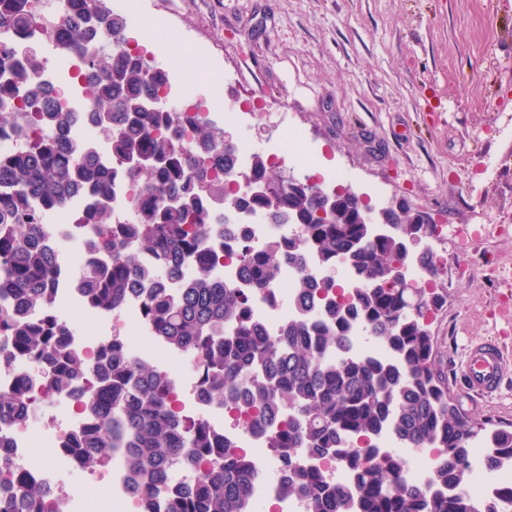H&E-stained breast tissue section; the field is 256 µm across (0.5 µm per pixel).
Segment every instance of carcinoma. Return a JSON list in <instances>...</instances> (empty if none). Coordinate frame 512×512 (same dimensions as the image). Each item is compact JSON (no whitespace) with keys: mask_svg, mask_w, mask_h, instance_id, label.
I'll list each match as a JSON object with an SVG mask.
<instances>
[{"mask_svg":"<svg viewBox=\"0 0 512 512\" xmlns=\"http://www.w3.org/2000/svg\"><path fill=\"white\" fill-rule=\"evenodd\" d=\"M59 12L56 50L88 71L93 119L110 157L70 133V113L38 92L45 67L38 41L20 46L25 63L0 68V123L19 136L47 121L55 131L0 161V329L59 388L96 372L100 393L84 403L87 425L64 447L89 465L120 453L143 490L141 512H152L151 496L163 491L168 512H252L251 487L265 476L236 437L181 420L166 378L132 357L121 337L102 345L93 365L69 345L52 295L57 249L43 243L41 214L88 192L85 219L106 259H90L77 281L85 298L111 312L140 295L154 336L194 361L200 394L263 432L279 460L283 496L302 500L306 512H504L512 485L491 497L471 492V455L482 428L448 397L437 369L429 326L442 269L425 246L437 225L404 204L376 207L342 185H292L260 153L240 168L238 141L224 142V131L205 116L180 117L162 105L167 72L141 53L94 42L106 30L128 44L125 15L106 0H63ZM35 27L16 0H0L1 32ZM185 122L192 144L183 139ZM243 170L259 191L234 189ZM118 181L139 191L131 224L112 222ZM229 203L294 232H273L255 246L242 228L229 249L226 231L211 220L213 207ZM127 243L157 263L140 264ZM188 262L193 276L181 281ZM222 263L236 267L238 280H219ZM287 263L298 270L290 298L297 314L272 335L252 305L258 297L279 302ZM338 265L348 272L344 284L332 276ZM412 266L420 270L416 278ZM26 310L48 320L31 321ZM355 337L384 355L347 353ZM29 401L23 381L0 393V423L24 425ZM383 437L392 447H379ZM486 444V477L512 469L511 430L492 432ZM396 446L430 451L422 479L405 477ZM326 460L346 469V478L326 481L318 469ZM177 464L203 468L189 496L170 492ZM12 493L28 512L49 510L43 492L20 476Z\"/></svg>","mask_w":512,"mask_h":512,"instance_id":"carcinoma-1","label":"carcinoma"}]
</instances>
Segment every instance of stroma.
Returning a JSON list of instances; mask_svg holds the SVG:
<instances>
[{
    "label": "stroma",
    "instance_id": "1",
    "mask_svg": "<svg viewBox=\"0 0 512 512\" xmlns=\"http://www.w3.org/2000/svg\"><path fill=\"white\" fill-rule=\"evenodd\" d=\"M153 16L150 49L207 51L194 95L210 119L261 154L291 132L280 173H343L435 218L446 259L430 331L448 395L486 429L512 430V380L469 394L467 347L499 339L512 356V0H135Z\"/></svg>",
    "mask_w": 512,
    "mask_h": 512
}]
</instances>
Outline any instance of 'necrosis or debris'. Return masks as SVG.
I'll return each mask as SVG.
<instances>
[{"label": "necrosis or debris", "instance_id": "obj_1", "mask_svg": "<svg viewBox=\"0 0 512 512\" xmlns=\"http://www.w3.org/2000/svg\"><path fill=\"white\" fill-rule=\"evenodd\" d=\"M47 76L55 88L61 90V104L78 116L76 131L87 138L100 154H107L106 140L96 137L93 125L82 120L83 115L92 112L93 100L84 90L82 78L77 75L74 64L62 58L53 60L47 65ZM86 208V203L78 200L43 217L60 250L61 263L54 284L57 304L77 305L85 315L96 320L99 335H122L133 357H141L143 350H151L150 361L166 375L181 418L193 415L203 417L214 427H221L224 422V410L200 399L196 381L184 367L186 354L168 349L156 350V339L144 321L139 298L126 300L116 311L101 312L91 307L78 293L75 277L89 261L84 235ZM295 274L296 270L292 265L283 266L279 277L280 301L277 306L272 307L260 301L254 306L256 317L270 329H277L294 314L288 298L293 292ZM125 324L135 325V333L121 334L120 328ZM21 379L26 380L31 388L30 422L21 427L0 425V436L5 437L8 442L9 462L8 474L0 476V495L6 492L10 475L15 472L28 483L53 488L55 495L64 496L65 491L58 483L57 472L62 468L78 467L79 461L61 448V438L57 435L51 438L52 444L56 446L52 460H36L30 453L35 438L32 424L44 420L43 408L46 400L52 399L74 407L78 406L86 397L97 394V380L91 375L84 378L78 388L55 391L50 389L42 367L33 358L22 352H9L7 358L0 360V392L10 391ZM238 445L253 459L262 462L269 473L268 478L257 484L254 489L257 512H304L299 500L281 497L280 478L276 474L277 465L274 459L270 458L262 437L244 426L239 430ZM74 508L75 512H139V500L128 491L126 474L119 458H112L107 470L98 473L87 483L84 493L75 499Z\"/></svg>", "mask_w": 512, "mask_h": 512}]
</instances>
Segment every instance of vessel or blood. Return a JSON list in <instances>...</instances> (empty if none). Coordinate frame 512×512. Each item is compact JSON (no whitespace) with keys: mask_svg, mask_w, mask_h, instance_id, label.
<instances>
[{"mask_svg":"<svg viewBox=\"0 0 512 512\" xmlns=\"http://www.w3.org/2000/svg\"><path fill=\"white\" fill-rule=\"evenodd\" d=\"M460 368L472 392L491 396L498 392L504 377L512 373V361L507 360L499 344L490 339L469 345Z\"/></svg>","mask_w":512,"mask_h":512,"instance_id":"1","label":"vessel or blood"}]
</instances>
